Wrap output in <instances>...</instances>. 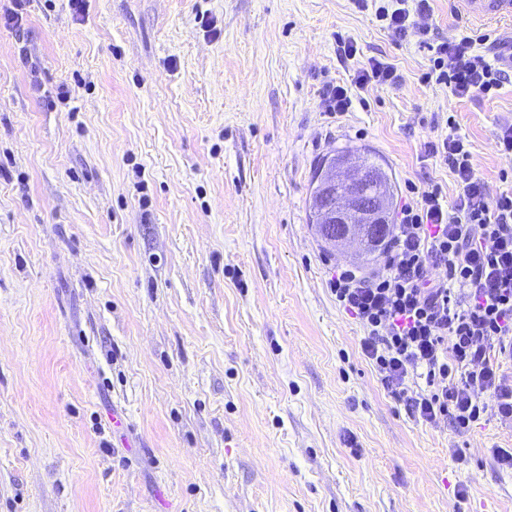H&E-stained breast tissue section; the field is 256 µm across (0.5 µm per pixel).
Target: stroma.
<instances>
[{
    "label": "stroma",
    "instance_id": "stroma-1",
    "mask_svg": "<svg viewBox=\"0 0 512 512\" xmlns=\"http://www.w3.org/2000/svg\"><path fill=\"white\" fill-rule=\"evenodd\" d=\"M431 6L434 42L512 33ZM374 58L400 85L324 112ZM428 65L354 0H31L0 25V512H512V425L383 388L330 290L381 259L310 222L340 150L396 205L409 180L455 197L427 152L451 115L489 197L512 191V81L457 99ZM355 95L351 88L345 85H336L326 93L322 99V107L325 112H336L342 114L349 112L353 106ZM336 161L339 160H345V158H348L352 160L356 165L360 167H366L365 170L367 171H374L378 174L379 182L377 184L378 189L380 190L381 194L383 195L386 205L388 204L389 208V214L394 204V197H395V182L391 179V177L388 175V173L383 169V167L375 163L373 161H369V158L364 153H361L360 151H341L338 152L336 155ZM334 156L327 158L326 160H333Z\"/></svg>",
    "mask_w": 512,
    "mask_h": 512
}]
</instances>
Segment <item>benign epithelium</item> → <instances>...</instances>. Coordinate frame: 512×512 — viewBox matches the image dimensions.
I'll use <instances>...</instances> for the list:
<instances>
[{
  "label": "benign epithelium",
  "instance_id": "7a95c632",
  "mask_svg": "<svg viewBox=\"0 0 512 512\" xmlns=\"http://www.w3.org/2000/svg\"><path fill=\"white\" fill-rule=\"evenodd\" d=\"M343 196L336 197V181L319 173L318 201L320 238L331 246H345L366 234L382 236L388 232L383 199L372 190L374 176L366 171L341 176Z\"/></svg>",
  "mask_w": 512,
  "mask_h": 512
}]
</instances>
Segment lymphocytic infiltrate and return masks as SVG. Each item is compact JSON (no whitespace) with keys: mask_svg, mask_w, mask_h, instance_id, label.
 I'll list each match as a JSON object with an SVG mask.
<instances>
[{"mask_svg":"<svg viewBox=\"0 0 512 512\" xmlns=\"http://www.w3.org/2000/svg\"><path fill=\"white\" fill-rule=\"evenodd\" d=\"M376 19L398 42L417 37L430 52L437 83L458 99L485 97L511 76L490 35L469 33L435 43L417 23L430 0H380ZM396 69L371 60L354 86L339 85L325 111L353 106V88L399 85ZM428 152L453 173L459 192L445 201L439 186L409 184L381 267H340L331 291L364 330L363 354L379 380L411 413L461 429L486 417L512 421V388L500 362L512 356V192L488 197L471 162L470 143L449 122ZM427 392L414 390L415 379Z\"/></svg>","mask_w":512,"mask_h":512,"instance_id":"1","label":"lymphocytic infiltrate"}]
</instances>
